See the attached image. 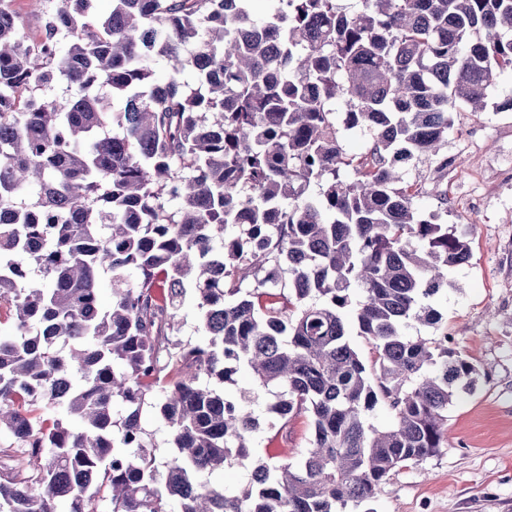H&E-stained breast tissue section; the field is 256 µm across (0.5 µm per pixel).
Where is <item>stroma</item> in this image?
Segmentation results:
<instances>
[{
    "label": "stroma",
    "mask_w": 512,
    "mask_h": 512,
    "mask_svg": "<svg viewBox=\"0 0 512 512\" xmlns=\"http://www.w3.org/2000/svg\"><path fill=\"white\" fill-rule=\"evenodd\" d=\"M512 71L500 73L486 111L453 113L444 179L410 169L426 213L448 197L447 224L470 227L472 258L449 275L434 301L453 348L481 371L474 394L448 407V446L394 472L378 497L356 512H512Z\"/></svg>",
    "instance_id": "obj_1"
}]
</instances>
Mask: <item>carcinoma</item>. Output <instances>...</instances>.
<instances>
[{
    "mask_svg": "<svg viewBox=\"0 0 512 512\" xmlns=\"http://www.w3.org/2000/svg\"><path fill=\"white\" fill-rule=\"evenodd\" d=\"M98 2L43 10L38 48L0 0V512L374 500L447 447L448 405L479 381L432 306L468 233L421 212L405 175L448 170L451 113L485 111L512 70V0H277L264 18L253 0ZM189 297L198 344L179 339ZM240 368L254 389L225 388ZM153 396L162 464L141 423ZM300 417V459L253 451L261 424ZM244 460L239 492L208 479ZM141 421L154 443L153 449L157 459L161 462L171 459L174 452L171 444V433L160 416L158 406L152 404L145 406Z\"/></svg>",
    "mask_w": 512,
    "mask_h": 512,
    "instance_id": "cac0c4a2",
    "label": "carcinoma"
}]
</instances>
